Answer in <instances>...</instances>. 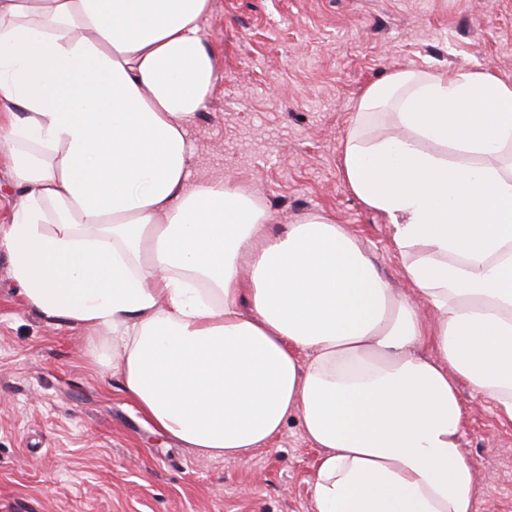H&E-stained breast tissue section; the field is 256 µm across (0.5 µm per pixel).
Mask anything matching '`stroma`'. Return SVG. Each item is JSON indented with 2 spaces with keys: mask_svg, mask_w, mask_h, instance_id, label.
Segmentation results:
<instances>
[{
  "mask_svg": "<svg viewBox=\"0 0 512 512\" xmlns=\"http://www.w3.org/2000/svg\"><path fill=\"white\" fill-rule=\"evenodd\" d=\"M202 35L221 79L188 128L193 180L234 177L278 229L329 213L397 294L419 300L389 224L344 183L342 143L362 89L388 73L512 81V0H213ZM99 348L27 304L0 250V512H313L319 451L298 416L247 460L199 457L92 368ZM459 394L474 512H512V423L468 383Z\"/></svg>",
  "mask_w": 512,
  "mask_h": 512,
  "instance_id": "stroma-1",
  "label": "stroma"
}]
</instances>
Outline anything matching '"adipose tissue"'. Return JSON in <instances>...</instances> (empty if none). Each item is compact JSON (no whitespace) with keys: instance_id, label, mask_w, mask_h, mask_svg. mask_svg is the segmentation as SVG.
<instances>
[{"instance_id":"ef3b65f1","label":"adipose tissue","mask_w":512,"mask_h":512,"mask_svg":"<svg viewBox=\"0 0 512 512\" xmlns=\"http://www.w3.org/2000/svg\"><path fill=\"white\" fill-rule=\"evenodd\" d=\"M212 0H0V145L21 195L0 249L26 302L107 338L94 364L162 434L243 460L298 414L314 512H473L467 381L512 421V83L411 68L366 86L341 154L384 216L397 296L343 225L270 230L191 178L221 74ZM393 104L392 132L368 113Z\"/></svg>"}]
</instances>
